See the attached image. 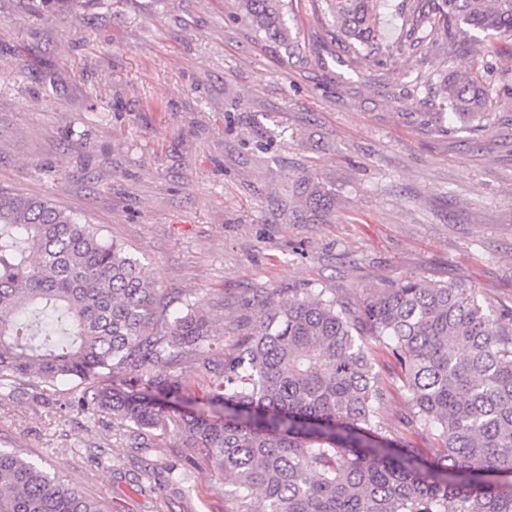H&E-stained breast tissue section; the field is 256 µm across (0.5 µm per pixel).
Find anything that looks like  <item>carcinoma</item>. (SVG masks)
Segmentation results:
<instances>
[{"label":"carcinoma","mask_w":512,"mask_h":512,"mask_svg":"<svg viewBox=\"0 0 512 512\" xmlns=\"http://www.w3.org/2000/svg\"><path fill=\"white\" fill-rule=\"evenodd\" d=\"M386 0H317L329 32L370 60L401 50L381 30ZM81 0H40L51 15ZM263 39L288 52L289 0H236ZM410 46L477 41L479 58L512 38V0H412ZM442 106L482 131L483 109L512 100L476 72H446ZM301 210L335 201L307 182ZM263 314L228 320L224 359L202 358L203 397L175 366L221 335L192 305L173 315L144 265L123 245L51 199L0 189V390L37 379L33 398L68 378L90 423L107 413L131 448L180 435L188 471L219 475L235 512H512V307L470 288L415 278L359 299L334 288L260 291ZM396 360L411 423L431 458L381 431L373 350ZM0 512H112L62 477L0 449Z\"/></svg>","instance_id":"cac0c4a2"}]
</instances>
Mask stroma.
<instances>
[{"label":"stroma","instance_id":"stroma-1","mask_svg":"<svg viewBox=\"0 0 512 512\" xmlns=\"http://www.w3.org/2000/svg\"><path fill=\"white\" fill-rule=\"evenodd\" d=\"M287 52L234 14V0H103L40 13L0 0V188L46 196L124 243L171 311L216 323L257 318V290L333 288L356 298L399 279L474 289L512 306V105L484 131L417 125L439 109L431 78L478 69L499 87L512 58L477 64L474 44L354 61L313 0H292ZM102 98L110 111L93 110ZM336 205L294 211L305 181ZM380 426L431 456L408 424L399 368L376 351ZM0 395V448L48 463L120 512H233L216 478L182 477L187 446L129 448L126 429L88 423L74 385L35 402Z\"/></svg>","mask_w":512,"mask_h":512}]
</instances>
